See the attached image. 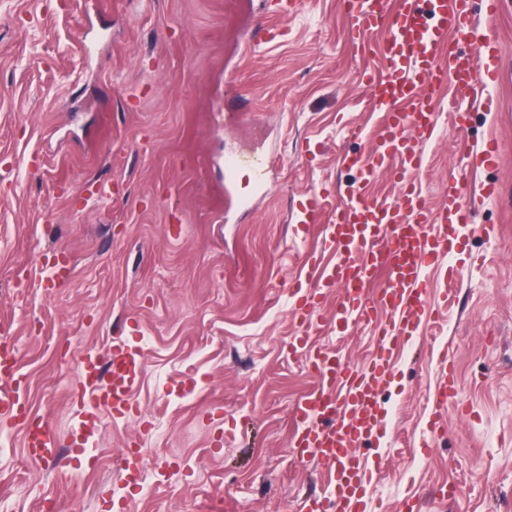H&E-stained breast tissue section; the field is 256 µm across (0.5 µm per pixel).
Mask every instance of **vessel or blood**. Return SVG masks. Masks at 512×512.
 Here are the masks:
<instances>
[{"instance_id":"vessel-or-blood-1","label":"vessel or blood","mask_w":512,"mask_h":512,"mask_svg":"<svg viewBox=\"0 0 512 512\" xmlns=\"http://www.w3.org/2000/svg\"><path fill=\"white\" fill-rule=\"evenodd\" d=\"M471 0H342L351 40L363 43L380 34L377 57L381 69L363 72L372 111L381 121L371 136L367 155L345 154L343 166L357 170L358 183L338 191L335 201L315 197L300 206L299 223L311 224L326 215L327 245L335 251L332 265L310 261V289L291 291L295 319L303 326L319 321L318 308L336 284L346 290L336 307L343 326L370 325L377 337L371 358L353 365L321 349H308L315 388L301 396L293 417L298 428L290 447L314 460L325 473L324 488L304 500L300 512H363V496L371 480L368 459L360 447L372 444L381 428L380 392L391 376L393 362L405 343L417 336L428 304L424 274L441 253L450 250L452 233L467 227L491 236L493 226L475 223L474 201L464 184L451 180L438 204H431L418 182L426 166L423 145L437 131L440 91L451 102L449 122L461 131L471 112L486 105L488 85L499 70V49L490 34L501 0H485L482 16H475ZM480 40L483 53L465 47ZM474 167L495 162L498 144L489 139L467 149ZM389 173L399 186L396 201L378 198L368 187L379 173ZM389 268L386 287L369 290L380 268ZM142 355L116 342L107 368L84 358L78 379L80 392L107 399L113 413L135 410L133 393L139 383ZM0 411L19 417L26 402L18 382V360L12 338L0 324ZM25 445L31 457L47 460L59 450L45 424L29 427Z\"/></svg>"}]
</instances>
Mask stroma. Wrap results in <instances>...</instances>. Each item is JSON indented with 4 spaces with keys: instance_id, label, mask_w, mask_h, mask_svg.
Returning <instances> with one entry per match:
<instances>
[{
    "instance_id": "stroma-1",
    "label": "stroma",
    "mask_w": 512,
    "mask_h": 512,
    "mask_svg": "<svg viewBox=\"0 0 512 512\" xmlns=\"http://www.w3.org/2000/svg\"><path fill=\"white\" fill-rule=\"evenodd\" d=\"M0 0V321L12 324L30 414L61 449L29 456L22 421L0 417V512H297L319 467L289 446L292 409L316 378L288 344L289 286L308 257L329 262L325 224L297 227L299 203L353 180L341 152L375 129L341 0ZM285 31L256 39L259 23ZM98 39L92 54L80 38ZM495 37L492 106L467 130L443 125L421 175L430 201L448 180L493 184L452 254L427 270L419 336L382 389L383 428L362 453L367 512H512V0ZM496 137L494 166L463 144ZM258 155L266 188L224 186V157ZM112 185L111 202L94 199ZM69 274L39 282L51 265ZM341 288L320 305L312 345L368 361L371 327L337 328ZM143 355L137 412L75 396L87 356L107 358L117 324ZM454 371L459 396L434 399ZM442 433L426 441L431 422ZM84 441L73 461L66 447ZM141 457L136 481L121 468Z\"/></svg>"
}]
</instances>
